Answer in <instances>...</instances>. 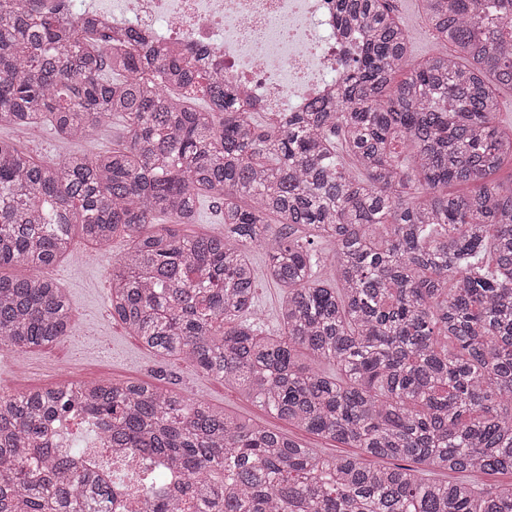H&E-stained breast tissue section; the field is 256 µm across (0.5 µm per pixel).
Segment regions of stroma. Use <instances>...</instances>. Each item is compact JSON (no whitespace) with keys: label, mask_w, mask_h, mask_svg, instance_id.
I'll use <instances>...</instances> for the list:
<instances>
[{"label":"stroma","mask_w":512,"mask_h":512,"mask_svg":"<svg viewBox=\"0 0 512 512\" xmlns=\"http://www.w3.org/2000/svg\"><path fill=\"white\" fill-rule=\"evenodd\" d=\"M411 41L410 63H418L438 52L422 20L420 0H393ZM120 121L102 128L90 142L59 140L50 126L33 129L23 138V145L44 158H57L72 152L95 155L111 150L122 141ZM128 247L126 239L112 241L110 259L97 263L85 261L87 243L74 237L73 252L59 260L50 275L65 290L72 309V331L63 342L49 347L16 352L0 350V391L14 393L26 390L79 384L94 380L115 382H152L180 392L191 400L203 401L215 408L245 417L317 448L327 455L347 454L346 446L323 437L308 434L261 409L235 390L225 388L222 381L197 370L189 363L163 357L146 349L136 336L108 315L111 258L119 257ZM259 288L256 309L263 327L275 333L280 329L278 310L284 293L266 275L267 257L261 250L251 253Z\"/></svg>","instance_id":"stroma-1"}]
</instances>
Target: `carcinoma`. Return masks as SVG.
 I'll return each mask as SVG.
<instances>
[{
	"instance_id": "1",
	"label": "carcinoma",
	"mask_w": 512,
	"mask_h": 512,
	"mask_svg": "<svg viewBox=\"0 0 512 512\" xmlns=\"http://www.w3.org/2000/svg\"><path fill=\"white\" fill-rule=\"evenodd\" d=\"M42 2L0 0V129L77 141L116 118L126 141L45 161L0 137V345L70 335L68 297L40 272L75 230L100 252L120 235L112 320L277 418L400 465L99 380L0 393V512H116V482L58 459L50 427L74 414L113 453L190 482L189 512H512V483L431 478L512 473V185L489 180L512 160L496 121L512 0H422L450 50L399 81L409 35L391 0H336L357 55L330 96L274 119L202 55ZM206 198L224 230L181 233ZM256 247L286 293L277 334L254 322ZM184 509L156 486L138 512Z\"/></svg>"
}]
</instances>
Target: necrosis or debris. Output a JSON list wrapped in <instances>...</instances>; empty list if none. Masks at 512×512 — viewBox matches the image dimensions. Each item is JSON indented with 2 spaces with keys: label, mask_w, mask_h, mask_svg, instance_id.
<instances>
[{
  "label": "necrosis or debris",
  "mask_w": 512,
  "mask_h": 512,
  "mask_svg": "<svg viewBox=\"0 0 512 512\" xmlns=\"http://www.w3.org/2000/svg\"><path fill=\"white\" fill-rule=\"evenodd\" d=\"M102 27L160 34L168 51L208 50L209 63L257 100L285 112L320 97L345 67L332 0H80Z\"/></svg>",
  "instance_id": "1"
}]
</instances>
